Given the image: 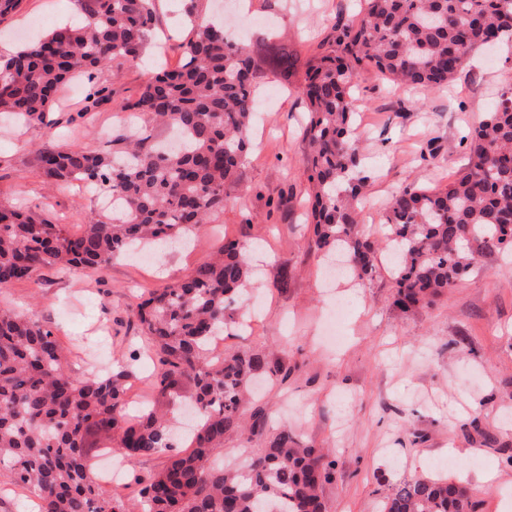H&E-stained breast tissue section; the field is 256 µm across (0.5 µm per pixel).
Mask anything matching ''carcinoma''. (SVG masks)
I'll list each match as a JSON object with an SVG mask.
<instances>
[{
  "mask_svg": "<svg viewBox=\"0 0 512 512\" xmlns=\"http://www.w3.org/2000/svg\"><path fill=\"white\" fill-rule=\"evenodd\" d=\"M191 36L179 64L155 73L133 102L120 106L171 127L176 142L142 126L112 134V150L42 144L39 172L55 183L77 180L112 193V212L90 217L79 233L36 212L0 205V287L43 269L105 270L130 251L195 236L224 209L251 148L259 70L251 52L213 23L210 0H187ZM89 19L0 56V110L42 122L73 78L91 80L113 61H139L155 23V0H76ZM512 40V0H365L361 19L340 27L334 44L307 63L301 93L315 246L347 253L357 279L377 272L378 247L357 224L368 177L356 136L352 86L359 68L423 90L448 83L469 56ZM269 70L288 79L294 51L264 48ZM469 163L442 188L409 184L385 217L396 249L393 304L423 308L463 280L480 259L512 251V86L468 142ZM256 284L250 250L234 240L185 279L136 306L141 331L156 347L157 392L174 397L193 384L198 424L191 450L172 452V419L153 407L127 413L133 372L75 375L53 331L31 315L0 306V465L33 497L40 512H327L324 485L336 459L305 446L283 426L266 431L268 414L251 407L255 376L288 370L261 350L211 355L213 338L235 322L231 305L248 304ZM249 431L265 447L238 467H216L224 437ZM108 446L127 458L168 454L139 489L135 506L112 494L90 464ZM466 484L419 476L386 496L381 512H477Z\"/></svg>",
  "mask_w": 512,
  "mask_h": 512,
  "instance_id": "cac0c4a2",
  "label": "carcinoma"
}]
</instances>
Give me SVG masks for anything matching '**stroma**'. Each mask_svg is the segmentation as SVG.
Listing matches in <instances>:
<instances>
[{"label":"stroma","instance_id":"1","mask_svg":"<svg viewBox=\"0 0 512 512\" xmlns=\"http://www.w3.org/2000/svg\"><path fill=\"white\" fill-rule=\"evenodd\" d=\"M184 0H157L156 24L137 64L99 71L65 86L48 123L0 114V203L35 210L82 229L101 209L75 184H56L36 169L34 151L48 140L107 151L126 124L119 105L136 100L151 73L177 65L190 36ZM359 0H249L229 6L224 24L255 42L275 33L295 50L289 80L264 72L253 149L224 210L196 243L161 248L156 260L129 256L105 271L44 269L38 278L0 288V303L28 311L59 337L78 374L133 365L130 415L169 405L151 381L155 355L139 332L141 297L207 262L225 240L259 248L261 288L246 328L223 334L225 352L261 350L288 368L287 381L262 377L260 401L274 421L307 445L328 448L336 477L323 495L329 512H379L382 500L420 474H447L471 486L479 512H512V255L482 259L433 305L408 313L393 305L388 265L373 277H328L306 222V104L297 92L303 63L324 53L337 25L355 19ZM75 0H22L0 20V52L60 23L80 25ZM111 96L85 112L91 86ZM512 85V55L476 53L448 85L403 87L370 66L354 95L358 136L369 177L363 236L384 243L393 194L407 184L443 186L467 162L461 139ZM457 449L449 457V449ZM497 473L496 484L476 472Z\"/></svg>","mask_w":512,"mask_h":512}]
</instances>
